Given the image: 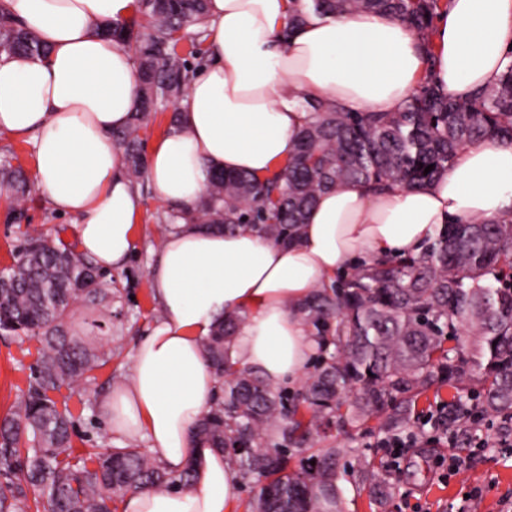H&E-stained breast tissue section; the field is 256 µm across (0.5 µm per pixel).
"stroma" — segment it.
I'll list each match as a JSON object with an SVG mask.
<instances>
[{
	"instance_id": "stroma-1",
	"label": "stroma",
	"mask_w": 512,
	"mask_h": 512,
	"mask_svg": "<svg viewBox=\"0 0 512 512\" xmlns=\"http://www.w3.org/2000/svg\"><path fill=\"white\" fill-rule=\"evenodd\" d=\"M144 207L136 226V249L128 262L112 269L111 275L122 298L118 304L124 312L116 321L111 338L114 357L98 374V385H105L111 373H126L130 354L138 337L146 335L161 315L149 279V267L155 259L157 243L162 236L160 223L165 208L152 196L150 189L141 192ZM27 223L42 228L48 235L62 234L73 238V219L52 209L46 195L37 193L25 205ZM38 357L36 340L0 334V418L4 417L28 388L31 369ZM74 417V447L89 451L108 447H124L128 438L110 434L95 405L94 391L62 389ZM451 391L441 397L420 400L410 423L416 439L398 460L396 470L388 472L395 491L384 506L371 504L369 491L356 483L350 468H341L339 485L345 492L343 512H512V447L502 448V417L486 413L480 429L449 432L446 440L432 441L421 432V421L433 410L439 399H450ZM456 454L467 460L466 469L456 476L448 475L439 462Z\"/></svg>"
}]
</instances>
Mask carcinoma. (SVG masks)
<instances>
[{
	"label": "carcinoma",
	"instance_id": "carcinoma-1",
	"mask_svg": "<svg viewBox=\"0 0 512 512\" xmlns=\"http://www.w3.org/2000/svg\"><path fill=\"white\" fill-rule=\"evenodd\" d=\"M136 15L105 27L134 52L140 92L128 125L114 134L133 182L145 177L142 132L150 115L184 96L190 80L178 46L206 33L208 0H136ZM444 0H290L287 38L308 11L324 16L381 11L416 30L427 61ZM40 39L0 10V55L40 56ZM296 134L294 154L266 178L240 172L208 176L202 204L169 210L165 230L209 224L248 229L274 243L301 233L320 195L348 182L375 190L422 187L465 144L494 138L512 144V65L497 82L461 101L432 79L419 84L398 112H344L314 100ZM0 157V186L27 201L34 182ZM433 170L424 173V167ZM121 291L100 267L57 235L27 228L15 262L0 271V332L40 344L27 393L0 422V512H116L130 492L186 487L192 470H168L137 445L74 454V421L52 394L94 383L112 361ZM296 310L316 348L312 372L294 393L239 365L234 341L246 316H227L202 341L221 382L195 437L224 452L242 478L265 485L246 512H341L340 461L354 460L357 482L379 505L391 493L382 467L326 442L334 424L379 421L387 433L410 422L430 390L480 386L487 412L512 421V220L438 224L415 256L359 263L314 289ZM448 424L463 423V396L448 401Z\"/></svg>",
	"mask_w": 512,
	"mask_h": 512
}]
</instances>
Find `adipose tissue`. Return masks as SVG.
Instances as JSON below:
<instances>
[{
    "mask_svg": "<svg viewBox=\"0 0 512 512\" xmlns=\"http://www.w3.org/2000/svg\"><path fill=\"white\" fill-rule=\"evenodd\" d=\"M0 7L49 48L44 58L0 56V133L32 138L36 183L74 217L78 250L101 268L120 266L143 204L113 134L130 120L139 80L132 52L94 26L125 20L135 0ZM288 10V0H208L207 60L178 103L179 131L148 156L157 202L196 208L210 172H278L305 121L302 102L397 112L423 77L465 99L512 65V0H450L434 21L430 63L414 31L385 13L315 17L280 42ZM510 218L512 145L485 138L425 186L375 193L349 182L322 194L292 244L199 224L166 232L150 268L162 314L99 409L110 433L144 439L171 470L191 467L193 480L131 494L125 512H234L237 468L192 435L219 386L201 341L225 316H247L233 352L240 365L274 382L294 379L314 351L295 307L315 288L358 263L419 252L436 225Z\"/></svg>",
    "mask_w": 512,
    "mask_h": 512,
    "instance_id": "obj_1",
    "label": "adipose tissue"
}]
</instances>
